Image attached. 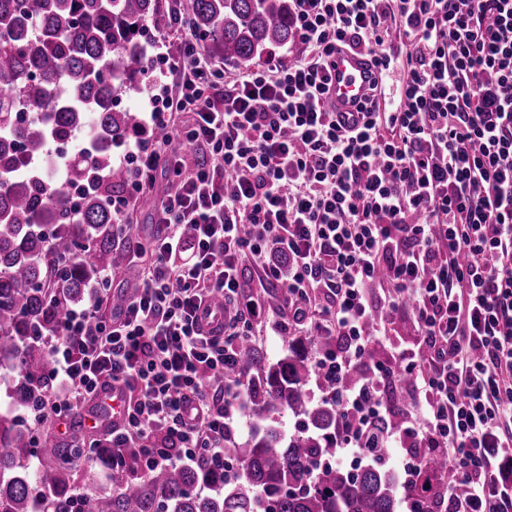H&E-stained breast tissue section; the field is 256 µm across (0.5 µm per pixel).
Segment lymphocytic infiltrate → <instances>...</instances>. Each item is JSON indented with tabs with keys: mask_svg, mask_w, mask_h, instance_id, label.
<instances>
[{
	"mask_svg": "<svg viewBox=\"0 0 512 512\" xmlns=\"http://www.w3.org/2000/svg\"><path fill=\"white\" fill-rule=\"evenodd\" d=\"M292 2L295 58L269 55L230 81L180 0L170 6L179 45L150 72L162 94L123 156L136 175L112 201L140 286L112 317L100 296L67 317L48 343L45 407L62 418L131 392L107 437L116 474L223 461L246 405L238 348L267 312L245 291L248 261L283 290L270 333L326 342L312 369L343 419L337 461L395 449L409 489L441 456L466 490L438 500L442 512H512V0ZM340 45L403 72L397 111L376 94L360 113L330 110ZM162 167L175 186L146 251L127 213ZM216 298L217 331L200 321ZM380 306L414 324L417 349L347 384ZM393 380L410 417L371 435Z\"/></svg>",
	"mask_w": 512,
	"mask_h": 512,
	"instance_id": "f902f5d3",
	"label": "lymphocytic infiltrate"
}]
</instances>
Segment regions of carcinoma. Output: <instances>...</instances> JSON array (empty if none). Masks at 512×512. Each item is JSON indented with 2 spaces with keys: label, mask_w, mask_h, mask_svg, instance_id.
<instances>
[{
  "label": "carcinoma",
  "mask_w": 512,
  "mask_h": 512,
  "mask_svg": "<svg viewBox=\"0 0 512 512\" xmlns=\"http://www.w3.org/2000/svg\"><path fill=\"white\" fill-rule=\"evenodd\" d=\"M289 0H188L192 31L215 60L249 67L271 47L294 42ZM172 28L161 0H0V512H69L83 471L112 475V449L85 447L81 419L69 433L35 434L17 414L45 405L46 340L66 316L100 293L112 269L116 230L106 198L132 170L114 161L141 117L118 105L147 77L146 31ZM31 119L20 123L16 110ZM85 143H73L76 132ZM80 210L71 221L73 205ZM272 361L253 340L239 346L252 434L224 438L230 473L206 461L144 478L113 475L107 492L85 497L88 512H397L399 479L373 460L352 472L331 462L341 417L305 392V348L283 337ZM290 413L295 432L274 424ZM410 491L433 500L452 488L431 461Z\"/></svg>",
  "instance_id": "1"
}]
</instances>
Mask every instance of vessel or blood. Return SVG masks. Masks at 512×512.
I'll use <instances>...</instances> for the list:
<instances>
[{"label":"vessel or blood","mask_w":512,"mask_h":512,"mask_svg":"<svg viewBox=\"0 0 512 512\" xmlns=\"http://www.w3.org/2000/svg\"><path fill=\"white\" fill-rule=\"evenodd\" d=\"M384 78V73L374 65L367 52L340 49L331 71L330 95L333 107L339 112L354 111L356 104L369 95L372 85L381 83ZM125 402V395L117 391L101 395L97 400L99 414L91 418V426L103 428L108 423L121 421Z\"/></svg>","instance_id":"obj_1"}]
</instances>
